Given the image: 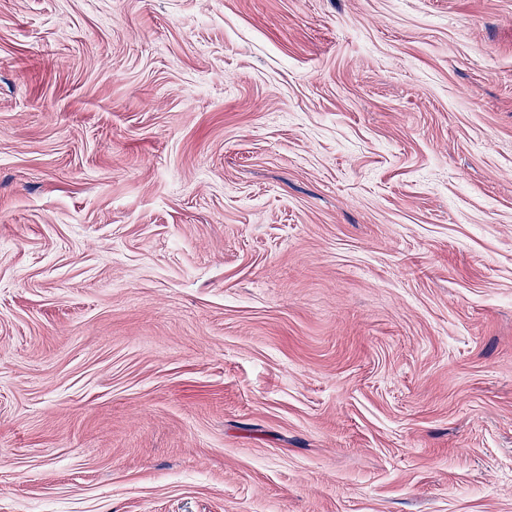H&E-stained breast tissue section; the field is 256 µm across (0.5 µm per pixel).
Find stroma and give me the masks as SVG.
I'll return each instance as SVG.
<instances>
[{
	"mask_svg": "<svg viewBox=\"0 0 512 512\" xmlns=\"http://www.w3.org/2000/svg\"><path fill=\"white\" fill-rule=\"evenodd\" d=\"M0 512H512V0H0Z\"/></svg>",
	"mask_w": 512,
	"mask_h": 512,
	"instance_id": "1",
	"label": "stroma"
}]
</instances>
